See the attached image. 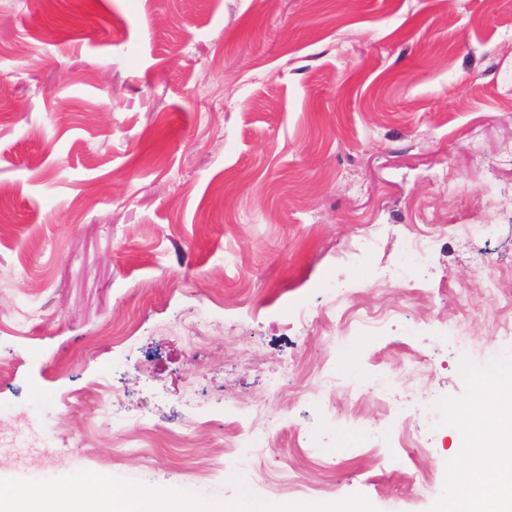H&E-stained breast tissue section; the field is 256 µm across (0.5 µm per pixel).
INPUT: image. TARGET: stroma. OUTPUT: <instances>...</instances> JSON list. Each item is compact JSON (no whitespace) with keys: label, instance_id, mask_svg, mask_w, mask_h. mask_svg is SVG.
Instances as JSON below:
<instances>
[{"label":"stroma","instance_id":"obj_1","mask_svg":"<svg viewBox=\"0 0 512 512\" xmlns=\"http://www.w3.org/2000/svg\"><path fill=\"white\" fill-rule=\"evenodd\" d=\"M431 224L446 230L414 287H386ZM510 316L512 0H0V414L34 443L0 447V489L184 493L195 462L212 471L199 494L229 507L246 490L215 439L257 416L272 445L251 496L282 501L290 475L316 507L436 512L463 436L427 426L417 390L365 382L408 364L438 405L465 403L471 374L512 350ZM99 384L128 432L149 416L155 446L123 452L61 401ZM399 404L407 433L360 448Z\"/></svg>","mask_w":512,"mask_h":512}]
</instances>
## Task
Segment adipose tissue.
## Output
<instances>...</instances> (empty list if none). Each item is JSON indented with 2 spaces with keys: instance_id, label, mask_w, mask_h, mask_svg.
I'll return each mask as SVG.
<instances>
[{
  "instance_id": "1",
  "label": "adipose tissue",
  "mask_w": 512,
  "mask_h": 512,
  "mask_svg": "<svg viewBox=\"0 0 512 512\" xmlns=\"http://www.w3.org/2000/svg\"><path fill=\"white\" fill-rule=\"evenodd\" d=\"M472 387L468 403L450 409L448 415L454 421L464 416L476 420L471 440L479 448L468 456L466 478L449 481V497L440 500L437 512H448L452 503L461 512H512V364L473 375ZM469 478L497 491V499L486 504L467 498ZM129 503L137 512H222L219 503L204 495L184 501L127 490L112 497L104 495L95 481L77 489L61 487L51 494L20 483L12 486L8 498L0 499V512H124Z\"/></svg>"
}]
</instances>
